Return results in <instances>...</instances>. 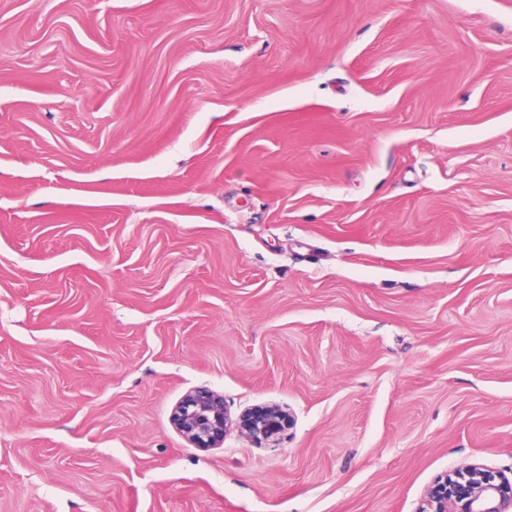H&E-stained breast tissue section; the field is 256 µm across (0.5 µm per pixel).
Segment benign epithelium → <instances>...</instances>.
I'll return each mask as SVG.
<instances>
[{"label": "benign epithelium", "mask_w": 512, "mask_h": 512, "mask_svg": "<svg viewBox=\"0 0 512 512\" xmlns=\"http://www.w3.org/2000/svg\"><path fill=\"white\" fill-rule=\"evenodd\" d=\"M174 427L195 448H216L231 426L257 442H274L289 418L276 405L250 409L232 421L224 399L208 388L189 392L171 413ZM419 512H512V478L481 464L438 475L426 490Z\"/></svg>", "instance_id": "benign-epithelium-1"}]
</instances>
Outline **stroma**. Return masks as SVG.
I'll use <instances>...</instances> for the list:
<instances>
[{"label":"stroma","instance_id":"1","mask_svg":"<svg viewBox=\"0 0 512 512\" xmlns=\"http://www.w3.org/2000/svg\"><path fill=\"white\" fill-rule=\"evenodd\" d=\"M207 387L258 444L190 445ZM512 467V0H0V512H417ZM289 425V415L276 405L251 408L235 422L236 428L257 442H275Z\"/></svg>","mask_w":512,"mask_h":512}]
</instances>
